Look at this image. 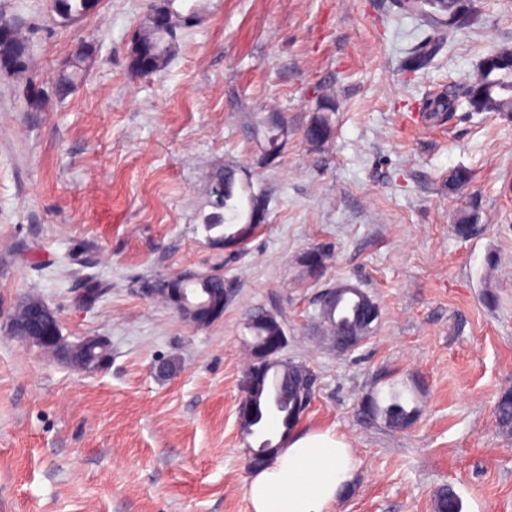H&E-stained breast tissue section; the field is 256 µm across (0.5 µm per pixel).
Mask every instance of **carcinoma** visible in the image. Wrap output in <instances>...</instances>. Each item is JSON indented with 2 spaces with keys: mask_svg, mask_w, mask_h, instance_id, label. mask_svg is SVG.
I'll return each instance as SVG.
<instances>
[{
  "mask_svg": "<svg viewBox=\"0 0 512 512\" xmlns=\"http://www.w3.org/2000/svg\"><path fill=\"white\" fill-rule=\"evenodd\" d=\"M95 4V0H53L52 10L62 21L70 22L87 13ZM401 14L420 19L432 35L413 45L407 52L404 67L407 71H418L427 68L433 59L451 42L457 34L474 23L476 7L473 0H397ZM167 18V29L154 25L150 18L141 23L138 38L156 46L158 62L156 71L165 69L171 54L172 43L169 32L175 31L170 21L174 11L171 7L164 9ZM8 62V69L22 72L28 69L30 58L27 39L22 32H14L13 39L0 43V60ZM466 102L473 112H487L512 118V49L492 48L484 57L479 67L466 78ZM459 106L458 99L451 94H443L433 98L427 104L429 112L452 113ZM216 184L224 189V204L216 207V211L206 218L211 230H219L214 241L221 244L224 237L237 235L248 239L253 234L247 217L252 207L253 185L249 179L237 176V169L227 167L224 176ZM476 214L468 209L459 212L455 231L462 239L470 238L475 232ZM343 291L336 303L319 311V318L330 330L331 335L342 326L356 323L358 306L363 304L357 297L351 284H341ZM307 368L284 358L268 368L262 378L263 388L255 396L258 410H263L270 400H275L279 407V427L282 428L281 439L276 442L258 444L260 448H269L272 457L274 451L281 448L285 439L298 424L296 417L298 389L305 378ZM377 415L386 424L394 428H407L416 418V407H407L403 399V391L390 387L386 404L379 398H371ZM495 418L499 429L512 434V393L507 392L499 397L495 404ZM436 512H462L461 500L449 488H442L436 493Z\"/></svg>",
  "mask_w": 512,
  "mask_h": 512,
  "instance_id": "cac0c4a2",
  "label": "carcinoma"
}]
</instances>
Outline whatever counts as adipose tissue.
<instances>
[{
    "instance_id": "adipose-tissue-1",
    "label": "adipose tissue",
    "mask_w": 512,
    "mask_h": 512,
    "mask_svg": "<svg viewBox=\"0 0 512 512\" xmlns=\"http://www.w3.org/2000/svg\"><path fill=\"white\" fill-rule=\"evenodd\" d=\"M359 469L348 442L330 429L292 434L246 485L251 512H331Z\"/></svg>"
}]
</instances>
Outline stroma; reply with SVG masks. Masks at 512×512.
Returning <instances> with one entry per match:
<instances>
[{"mask_svg":"<svg viewBox=\"0 0 512 512\" xmlns=\"http://www.w3.org/2000/svg\"><path fill=\"white\" fill-rule=\"evenodd\" d=\"M50 5L0 0L31 58L0 69V512H251L237 407L258 309L287 328L284 357L318 378L300 429L334 430L360 461L332 512H434L443 487L462 512H512V435L494 415L512 391V118L422 114L492 44L512 46V0H476L474 24L415 73L401 65L427 30L395 0H175L196 16L152 75L132 48L166 0H98L68 26ZM82 46L92 61L58 95ZM326 94L333 133L316 149L304 130ZM272 111L288 137L268 165L251 125ZM228 165L268 217L222 265L204 221ZM459 168L473 178L449 191ZM470 203L477 227L462 239ZM314 246L330 254L318 278L302 263ZM215 269L239 293L206 327L140 291ZM340 282L381 308L346 354L315 319ZM32 297L67 340L108 337V363L85 372L13 337ZM393 384L419 410L406 429L359 412Z\"/></svg>","mask_w":512,"mask_h":512,"instance_id":"35a3bbf8","label":"stroma"}]
</instances>
